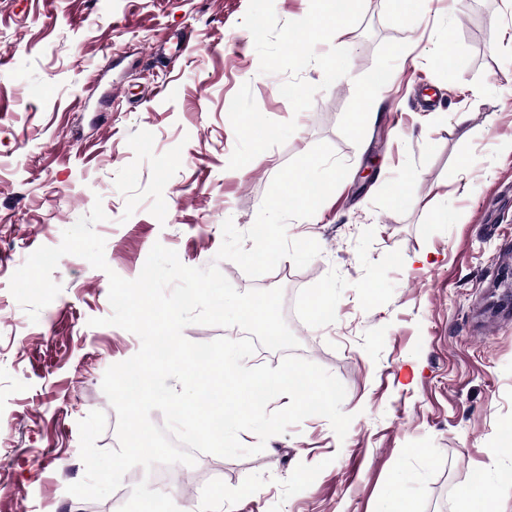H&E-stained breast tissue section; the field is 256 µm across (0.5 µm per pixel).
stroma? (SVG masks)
Wrapping results in <instances>:
<instances>
[{"instance_id":"35a3bbf8","label":"stroma","mask_w":512,"mask_h":512,"mask_svg":"<svg viewBox=\"0 0 512 512\" xmlns=\"http://www.w3.org/2000/svg\"><path fill=\"white\" fill-rule=\"evenodd\" d=\"M327 2L0 0V512H389L395 490L465 512L478 472L512 512V0H345L343 33L305 35ZM320 142L349 173L287 225L320 254L256 278L216 261L223 222L250 229ZM97 201L107 270L63 256L30 321L13 273ZM157 243L238 291L282 288L296 355L346 388L345 439L315 415L252 456L197 454L175 495L134 469L120 508L68 493L79 421L103 411L96 445L118 446L102 379L141 345L90 321Z\"/></svg>"}]
</instances>
